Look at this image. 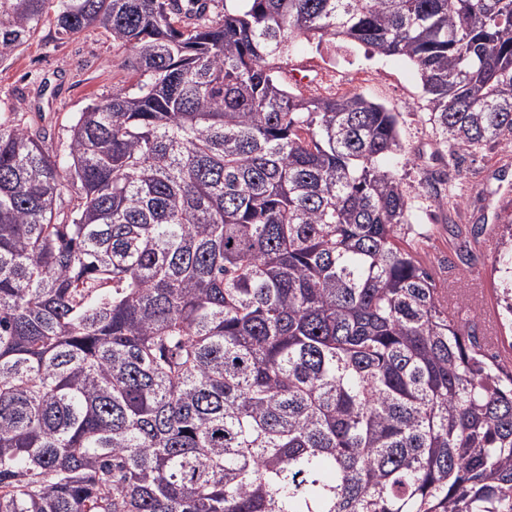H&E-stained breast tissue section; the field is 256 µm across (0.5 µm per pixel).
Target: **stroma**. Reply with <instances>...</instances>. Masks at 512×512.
Instances as JSON below:
<instances>
[{"instance_id": "1", "label": "stroma", "mask_w": 512, "mask_h": 512, "mask_svg": "<svg viewBox=\"0 0 512 512\" xmlns=\"http://www.w3.org/2000/svg\"><path fill=\"white\" fill-rule=\"evenodd\" d=\"M330 54L306 44L290 63L312 69L322 92L354 90L397 113L411 158L398 175L415 203L407 241L438 288L467 301L478 334H485L481 313L497 307L495 244L512 223V146L490 143L455 162L432 132L413 65L349 45L335 69L327 64ZM130 56L101 29L64 38L54 21H45L26 45L0 58V106L16 107L23 125L46 131L49 152L63 153L79 112L113 90L132 89L124 65Z\"/></svg>"}]
</instances>
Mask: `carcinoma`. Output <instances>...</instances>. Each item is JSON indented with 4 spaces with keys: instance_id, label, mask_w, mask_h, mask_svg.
<instances>
[{
    "instance_id": "obj_1",
    "label": "carcinoma",
    "mask_w": 512,
    "mask_h": 512,
    "mask_svg": "<svg viewBox=\"0 0 512 512\" xmlns=\"http://www.w3.org/2000/svg\"><path fill=\"white\" fill-rule=\"evenodd\" d=\"M131 50L68 151L0 121V512H512V367L401 245L397 114L293 38L420 73L512 143V0H0ZM512 315V259L500 269Z\"/></svg>"
}]
</instances>
